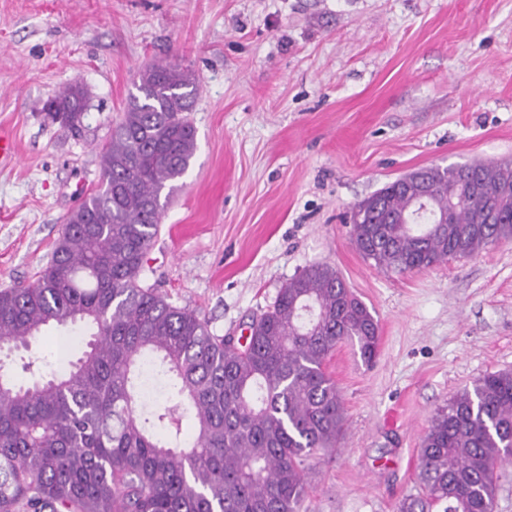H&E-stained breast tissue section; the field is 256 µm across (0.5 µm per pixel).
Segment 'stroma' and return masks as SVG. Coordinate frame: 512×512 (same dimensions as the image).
Instances as JSON below:
<instances>
[{
  "instance_id": "35a3bbf8",
  "label": "stroma",
  "mask_w": 512,
  "mask_h": 512,
  "mask_svg": "<svg viewBox=\"0 0 512 512\" xmlns=\"http://www.w3.org/2000/svg\"><path fill=\"white\" fill-rule=\"evenodd\" d=\"M168 61L200 78L197 150L148 283L239 336L305 267H335L380 341L372 364L348 342L327 363L344 432L308 461L300 512H397L420 491L435 411L512 371V239L397 275L357 251L351 208L419 167L512 163V0H0V131L17 152L0 167V289L49 264L67 215L101 187L99 150L139 69ZM75 81L88 97L76 132L45 118ZM81 332L12 352L15 374L67 367Z\"/></svg>"
}]
</instances>
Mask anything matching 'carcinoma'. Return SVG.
I'll list each match as a JSON object with an SVG mask.
<instances>
[{"instance_id":"cac0c4a2","label":"carcinoma","mask_w":512,"mask_h":512,"mask_svg":"<svg viewBox=\"0 0 512 512\" xmlns=\"http://www.w3.org/2000/svg\"><path fill=\"white\" fill-rule=\"evenodd\" d=\"M100 150L103 188L67 217L36 281L0 290V344L46 330L90 331L71 368L32 385L0 359V512H298L305 462L336 447L340 390L326 371L347 340L370 363L379 325L327 263L305 268L252 317L246 343L216 336L193 309L144 283L145 257L197 144L199 83L172 62L139 71ZM78 82L46 105L76 129ZM352 207L351 239L404 274L512 238V163L409 173ZM448 223H432L435 214ZM194 435L182 439L185 413ZM512 458V371L489 373L432 417L418 455L421 492L398 512H495L497 467Z\"/></svg>"}]
</instances>
